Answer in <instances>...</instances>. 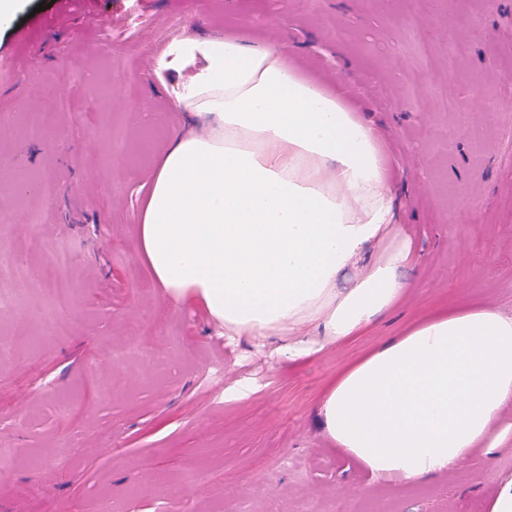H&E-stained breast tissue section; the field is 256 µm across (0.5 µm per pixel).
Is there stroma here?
<instances>
[{
  "label": "stroma",
  "instance_id": "stroma-1",
  "mask_svg": "<svg viewBox=\"0 0 512 512\" xmlns=\"http://www.w3.org/2000/svg\"><path fill=\"white\" fill-rule=\"evenodd\" d=\"M41 2L16 0L0 24V101L16 105L0 114V250L14 257L0 269V338L14 343L0 360V512H512V437L479 467L402 485L373 480L315 422L337 366L431 305L512 316V0ZM201 30L285 45L303 76L342 88L400 182L417 257L407 299L299 367L226 344L198 308L164 298L136 250L157 158L188 124L143 46ZM132 73L149 115L138 128L111 110ZM443 88L469 127L441 108ZM73 92L83 110L52 113L29 140L27 109ZM243 377L255 393L225 401Z\"/></svg>",
  "mask_w": 512,
  "mask_h": 512
}]
</instances>
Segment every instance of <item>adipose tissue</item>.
<instances>
[{"instance_id": "obj_1", "label": "adipose tissue", "mask_w": 512, "mask_h": 512, "mask_svg": "<svg viewBox=\"0 0 512 512\" xmlns=\"http://www.w3.org/2000/svg\"><path fill=\"white\" fill-rule=\"evenodd\" d=\"M155 76L195 124L171 134L138 214V251L168 301L294 366L405 298L413 254L390 245L382 146L342 91L304 78L281 45L205 32L170 42ZM510 405L512 316L445 306L341 366L316 415L376 480L416 484L491 455Z\"/></svg>"}]
</instances>
